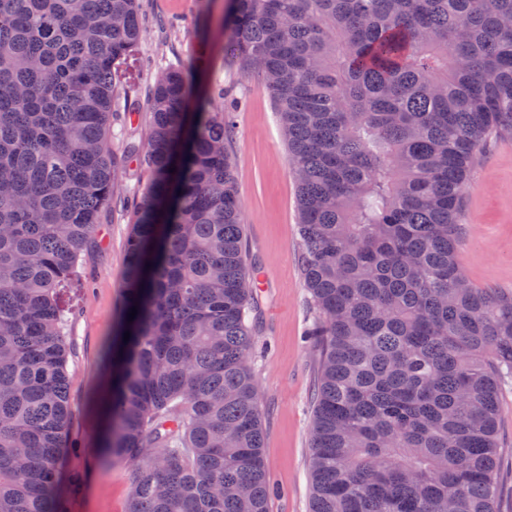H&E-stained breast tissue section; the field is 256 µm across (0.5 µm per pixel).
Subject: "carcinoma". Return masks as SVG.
Wrapping results in <instances>:
<instances>
[{
  "mask_svg": "<svg viewBox=\"0 0 512 512\" xmlns=\"http://www.w3.org/2000/svg\"><path fill=\"white\" fill-rule=\"evenodd\" d=\"M230 49L280 116L318 356L310 512H497L512 289L457 262L477 155L512 138V0H230ZM137 0H0V512H62L60 291L122 164L128 239L96 452L127 512H268L259 341L232 113L165 71L144 142L109 138Z\"/></svg>",
  "mask_w": 512,
  "mask_h": 512,
  "instance_id": "obj_1",
  "label": "carcinoma"
}]
</instances>
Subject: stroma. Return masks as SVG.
<instances>
[{"label": "stroma", "instance_id": "obj_1", "mask_svg": "<svg viewBox=\"0 0 512 512\" xmlns=\"http://www.w3.org/2000/svg\"><path fill=\"white\" fill-rule=\"evenodd\" d=\"M145 35L117 85L114 129L131 141L148 132V101L158 71L196 61L194 102L233 105L229 149L237 162L246 243L264 281L257 288L260 340L253 368L265 433L264 456L276 492L270 512H309L313 394L317 364L305 341L308 294L299 267L296 186L275 103L228 50V0H138ZM132 210L107 207L82 254L79 281L63 294L70 342L72 438L89 450L67 469L82 477L65 512H127L134 465L97 454L96 394L109 379L106 350L124 315L122 283ZM458 262L476 286L512 289V140L493 143L477 162L467 196ZM500 434L509 449L498 479L500 512H512V385L501 395Z\"/></svg>", "mask_w": 512, "mask_h": 512}]
</instances>
